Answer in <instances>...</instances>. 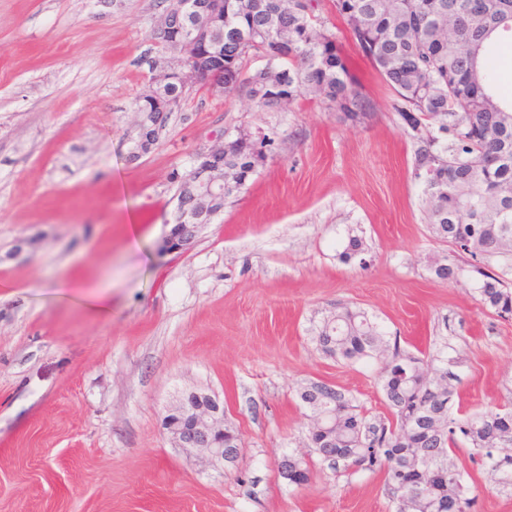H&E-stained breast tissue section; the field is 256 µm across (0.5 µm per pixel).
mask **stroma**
<instances>
[{"label": "stroma", "mask_w": 512, "mask_h": 512, "mask_svg": "<svg viewBox=\"0 0 512 512\" xmlns=\"http://www.w3.org/2000/svg\"><path fill=\"white\" fill-rule=\"evenodd\" d=\"M161 0H0V512H395L382 473L278 462L308 451L300 388L322 381L386 415L377 366L318 350L336 308L364 311L412 353L448 341L471 410L512 403V319L470 272L440 281L449 246L423 219L418 141L394 93L334 31L375 109L339 121L197 93L130 160ZM273 137L268 158L192 247L164 255L173 171L219 129ZM362 239L364 263L340 258ZM100 296L110 305L91 307ZM202 390L243 440L235 465L178 447L167 407ZM459 443L471 512H512V481Z\"/></svg>", "instance_id": "obj_1"}]
</instances>
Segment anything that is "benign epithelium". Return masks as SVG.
<instances>
[{
  "label": "benign epithelium",
  "mask_w": 512,
  "mask_h": 512,
  "mask_svg": "<svg viewBox=\"0 0 512 512\" xmlns=\"http://www.w3.org/2000/svg\"><path fill=\"white\" fill-rule=\"evenodd\" d=\"M185 18L179 14L163 19L164 36L170 31H180L174 43L182 47L184 58L170 66L168 74L178 75L190 85L201 78L207 83L208 93H224V74L212 71L204 75L186 70L187 63L208 57L206 41L183 32ZM230 188L224 178V134L214 135V145L196 153L187 192L177 198L173 224L160 243L166 254L183 253L190 248L201 229L215 216L208 195H218ZM164 426L181 448H203L218 463L233 459L234 454H224V407L211 395L190 391L164 417Z\"/></svg>",
  "instance_id": "1"
}]
</instances>
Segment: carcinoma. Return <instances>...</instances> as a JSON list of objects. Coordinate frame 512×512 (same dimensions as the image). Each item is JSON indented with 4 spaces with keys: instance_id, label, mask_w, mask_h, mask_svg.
I'll list each match as a JSON object with an SVG mask.
<instances>
[{
    "instance_id": "1",
    "label": "carcinoma",
    "mask_w": 512,
    "mask_h": 512,
    "mask_svg": "<svg viewBox=\"0 0 512 512\" xmlns=\"http://www.w3.org/2000/svg\"><path fill=\"white\" fill-rule=\"evenodd\" d=\"M358 52L394 92V109L414 132L437 125L417 153L426 219L435 239L469 255L483 277L482 306L512 316V85L502 80V33L512 32V0H328ZM224 23L205 15L190 27L208 32L224 59V95H243L280 109L312 96L345 122H360L373 105L350 74L336 34L322 16L323 0H209ZM260 58L262 68L250 72ZM189 90L169 77L150 84L135 102L148 116L143 137L157 145L171 111L168 101ZM250 131L224 130V165L238 194L259 169ZM432 267L442 281L463 275L456 259ZM321 351L338 361H379L387 415L367 419L356 399L323 382L298 396L321 430L308 431L310 453L288 455V471L311 479L312 455L344 459L346 471L383 472L396 512H470L468 474L453 453L458 438L482 451L490 475L512 471V408L470 413L448 371V343L434 344V376L423 359L394 350L384 356L382 334L362 311L343 308L324 320Z\"/></svg>"
}]
</instances>
